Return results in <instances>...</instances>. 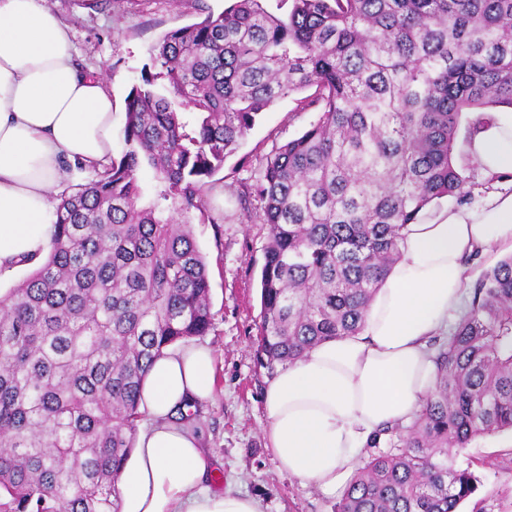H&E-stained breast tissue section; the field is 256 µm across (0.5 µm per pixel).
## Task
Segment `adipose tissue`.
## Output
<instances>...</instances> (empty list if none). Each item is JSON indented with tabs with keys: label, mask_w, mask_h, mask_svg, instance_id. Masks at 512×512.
<instances>
[{
	"label": "adipose tissue",
	"mask_w": 512,
	"mask_h": 512,
	"mask_svg": "<svg viewBox=\"0 0 512 512\" xmlns=\"http://www.w3.org/2000/svg\"><path fill=\"white\" fill-rule=\"evenodd\" d=\"M113 145L112 91L78 67L63 22L43 0H0V268L48 252L51 188L66 165L108 163ZM470 151L484 172L512 174V112L493 113ZM492 248L512 252L511 192L407 225L362 331L317 344L269 381L264 437L282 471L327 495L346 490L367 442L408 422L434 388L428 343L463 306L465 258ZM214 375L203 345L155 360L119 512H262L255 498L211 491V455L175 419L185 402L212 398Z\"/></svg>",
	"instance_id": "obj_1"
}]
</instances>
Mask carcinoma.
Listing matches in <instances>:
<instances>
[{
  "mask_svg": "<svg viewBox=\"0 0 512 512\" xmlns=\"http://www.w3.org/2000/svg\"><path fill=\"white\" fill-rule=\"evenodd\" d=\"M232 0L166 33L126 97L120 158L58 198L48 256L0 296V512H119L153 362L212 326L185 217L257 117L308 89L319 113L243 186L268 227L258 353L272 371L362 329L405 225L470 194L456 162L512 108V0ZM196 114L188 128L183 111ZM156 198L141 204L143 167ZM409 423L357 469L336 512H459L477 478L451 456L512 429V255L485 270Z\"/></svg>",
  "mask_w": 512,
  "mask_h": 512,
  "instance_id": "cac0c4a2",
  "label": "carcinoma"
}]
</instances>
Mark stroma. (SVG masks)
I'll use <instances>...</instances> for the list:
<instances>
[{
  "label": "stroma",
  "instance_id": "stroma-1",
  "mask_svg": "<svg viewBox=\"0 0 512 512\" xmlns=\"http://www.w3.org/2000/svg\"><path fill=\"white\" fill-rule=\"evenodd\" d=\"M90 2L45 0L67 26L82 67L107 79L119 129L125 122V98L148 59V48L168 31L201 21L202 14L193 0H104L95 8ZM317 118V113L297 111L291 96L262 113L214 176L224 189L223 198L214 202L224 221L203 224L197 216L189 218L211 277L213 326L199 342L216 358L214 398L199 404L193 425L215 461L217 488L257 499L262 512H336V498L280 472L266 447L263 398L271 375L257 363L256 334L268 230L259 216L244 217L237 201L242 183L266 155L300 136ZM457 159L469 177L471 205L512 192V177L491 178L462 152ZM455 461L479 479L464 512H512V431L477 438Z\"/></svg>",
  "mask_w": 512,
  "mask_h": 512
}]
</instances>
